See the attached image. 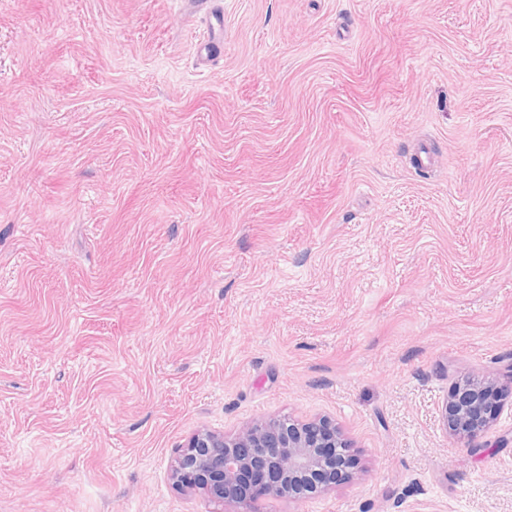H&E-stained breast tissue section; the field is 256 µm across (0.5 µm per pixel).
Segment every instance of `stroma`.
<instances>
[{
    "mask_svg": "<svg viewBox=\"0 0 512 512\" xmlns=\"http://www.w3.org/2000/svg\"><path fill=\"white\" fill-rule=\"evenodd\" d=\"M0 0V512H215L196 431L327 417L259 512H512V0ZM224 19L197 63L207 13ZM508 396L512 397V373L506 384L484 378L454 382L444 409L445 430L461 447L479 451L478 439L491 428Z\"/></svg>",
    "mask_w": 512,
    "mask_h": 512,
    "instance_id": "1",
    "label": "stroma"
}]
</instances>
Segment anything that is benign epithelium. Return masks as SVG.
Listing matches in <instances>:
<instances>
[{"label":"benign epithelium","mask_w":512,"mask_h":512,"mask_svg":"<svg viewBox=\"0 0 512 512\" xmlns=\"http://www.w3.org/2000/svg\"><path fill=\"white\" fill-rule=\"evenodd\" d=\"M512 397L503 384L465 378L452 384L445 405V430L461 447L480 450L484 435ZM356 460L348 441L331 421H255L233 436L203 430L177 454L175 484L200 491L230 512H257L262 497L296 500L327 491L350 476Z\"/></svg>","instance_id":"1"}]
</instances>
